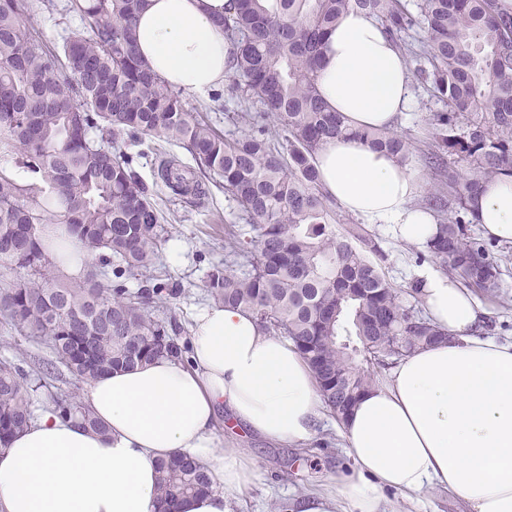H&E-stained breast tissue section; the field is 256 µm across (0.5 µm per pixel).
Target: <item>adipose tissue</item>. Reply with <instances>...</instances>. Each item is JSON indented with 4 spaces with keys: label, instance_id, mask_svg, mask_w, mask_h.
Instances as JSON below:
<instances>
[{
    "label": "adipose tissue",
    "instance_id": "obj_1",
    "mask_svg": "<svg viewBox=\"0 0 512 512\" xmlns=\"http://www.w3.org/2000/svg\"><path fill=\"white\" fill-rule=\"evenodd\" d=\"M227 0H144L135 38L166 83L203 93L230 73L216 20ZM317 91L350 129H395L413 100L412 78L381 22L343 14L328 32ZM320 186L344 211L394 225L424 244L435 217L415 200L422 179L395 157L339 137L314 157ZM487 236L512 243V174L470 202ZM421 299L438 342L378 374L337 427L349 459L336 482L293 496L288 512H398L439 489L468 512H512V342L478 335L474 294L421 272ZM189 356L108 373L85 399L105 433L45 413L0 450V512H157L159 459L204 467L211 488L178 512H233L255 479L248 449L216 445L220 414L268 443L300 446L329 419L309 363L293 343L239 308L196 310Z\"/></svg>",
    "mask_w": 512,
    "mask_h": 512
}]
</instances>
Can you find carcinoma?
I'll list each match as a JSON object with an SVG mask.
<instances>
[{
	"mask_svg": "<svg viewBox=\"0 0 512 512\" xmlns=\"http://www.w3.org/2000/svg\"><path fill=\"white\" fill-rule=\"evenodd\" d=\"M143 0H70L83 33L62 51L47 48L27 19L31 0H0V325L45 341L52 365L78 384L155 358H179L185 328L154 312L178 288L132 293L103 279L118 272L157 280L166 219L134 166L114 152L132 133L187 151L199 172L174 156L157 174L174 194L199 205L198 175H213L245 216L250 240L229 242L239 270L215 267L207 288L216 303L242 307L269 332L287 338L308 361L337 416L374 381L362 366L395 364L439 332L399 291L368 252L360 224L336 232V201L324 195L313 157L324 141L351 135L408 163L414 142L392 130H350L316 87L326 31L349 9L377 17L412 59L411 68L446 111L433 115L428 160L448 176L428 204L439 228L426 248L474 291L495 297L501 263L472 229V195L512 172V10L499 0H228L220 24L233 48L245 129L226 138L193 113L183 90L168 85L139 55L134 26ZM427 34L418 51L409 32ZM262 110L250 111L253 99ZM98 132L97 138L90 133ZM464 164L463 171L453 167ZM64 224L91 256L80 277L59 272L48 228ZM44 376L0 360V448L34 419L33 394ZM44 409L104 431L88 405L61 388ZM158 512L210 487L204 469L177 454L162 459Z\"/></svg>",
	"mask_w": 512,
	"mask_h": 512,
	"instance_id": "obj_1",
	"label": "carcinoma"
}]
</instances>
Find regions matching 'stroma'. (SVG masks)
<instances>
[{
    "mask_svg": "<svg viewBox=\"0 0 512 512\" xmlns=\"http://www.w3.org/2000/svg\"><path fill=\"white\" fill-rule=\"evenodd\" d=\"M69 2L52 0L49 5L39 6L30 19L32 28L49 48H61L65 40L83 31L81 18L69 10ZM413 91L412 107L397 131L415 139L416 152L411 166L418 171L424 184L430 186L434 179L425 164V156L431 148L430 121L433 113L442 111L443 106L421 83H414ZM185 99L224 135L240 134L242 127L233 118L234 112L240 109V103L232 79H225L213 91L186 93ZM157 145L156 138L144 136L123 143L121 149L135 157L136 167L150 189L153 203L168 221L170 237L161 250L159 264L170 274L171 284L181 290L170 308L178 321L186 325L198 307L211 301L205 280L213 266L229 260L224 249L229 231L241 234L246 232L247 226L235 203L225 193L220 179L207 180V198L201 205L187 203L184 198L157 186ZM367 231L383 256L381 265L387 279L403 290L404 305H413V298L406 293L407 287L417 281L419 273L425 269L443 271V263L429 257L423 246L400 242L392 225L371 224ZM490 251L492 256L504 262L501 297L496 301L478 297L482 332L500 340H511L512 245L495 241ZM49 357L46 344L0 330V360H20L35 369ZM215 435L218 447L235 444L249 449L254 459L257 477L243 494L247 512H288V502L294 493L335 482L346 463L339 447L340 439L330 427L318 430L303 449L267 445L233 430L222 421L218 422Z\"/></svg>",
    "mask_w": 512,
    "mask_h": 512,
    "instance_id": "35a3bbf8",
    "label": "stroma"
}]
</instances>
